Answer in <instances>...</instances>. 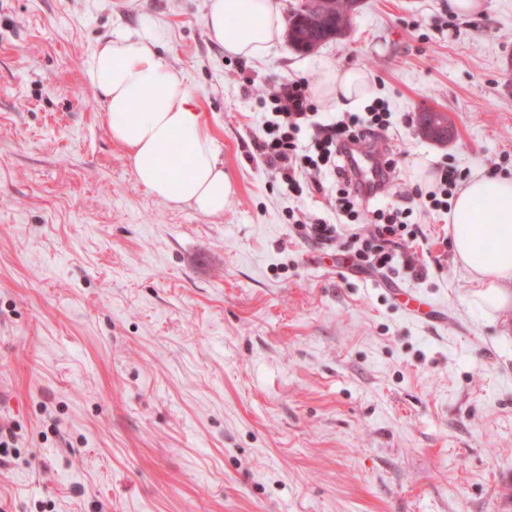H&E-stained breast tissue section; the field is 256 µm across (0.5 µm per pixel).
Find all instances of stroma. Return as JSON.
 <instances>
[{
    "mask_svg": "<svg viewBox=\"0 0 512 512\" xmlns=\"http://www.w3.org/2000/svg\"><path fill=\"white\" fill-rule=\"evenodd\" d=\"M483 2L362 0L338 40L245 61L210 0H0V512H512V306L475 303L437 213L409 218L423 277L306 239L288 213L334 223L327 196L256 148V91L354 66L393 114L388 202L439 165L511 177L512 0ZM120 33L191 87L223 214L155 198L112 139L87 69Z\"/></svg>",
    "mask_w": 512,
    "mask_h": 512,
    "instance_id": "stroma-1",
    "label": "stroma"
}]
</instances>
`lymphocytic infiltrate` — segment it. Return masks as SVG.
I'll use <instances>...</instances> for the list:
<instances>
[{
	"instance_id": "obj_1",
	"label": "lymphocytic infiltrate",
	"mask_w": 512,
	"mask_h": 512,
	"mask_svg": "<svg viewBox=\"0 0 512 512\" xmlns=\"http://www.w3.org/2000/svg\"><path fill=\"white\" fill-rule=\"evenodd\" d=\"M308 87L302 79L267 91L266 110L257 117L263 134L257 144L260 157L275 179L291 187L306 176L319 190L323 177L336 176V216L364 223L360 231L350 234L349 246L370 269L386 271L399 249L417 236L408 224L412 210L374 203L395 169L393 158H385L377 181L366 183L356 173L352 156L355 146L377 147L392 125V114L379 100L363 112L323 118L315 110Z\"/></svg>"
}]
</instances>
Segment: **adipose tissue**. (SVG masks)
Masks as SVG:
<instances>
[{"label":"adipose tissue","instance_id":"adipose-tissue-1","mask_svg":"<svg viewBox=\"0 0 512 512\" xmlns=\"http://www.w3.org/2000/svg\"><path fill=\"white\" fill-rule=\"evenodd\" d=\"M205 25L227 55L264 56L282 37L284 16L274 0H211ZM87 78L100 92L112 138L129 151L137 181L155 198L205 215L223 214L232 184L183 75L153 40L121 36L98 46ZM373 93L359 68H328L316 85L321 101L343 111ZM180 138L179 160L167 147ZM484 211H476V202ZM449 233L456 261L465 270L478 306L499 309L502 288L512 283V177L475 171L451 199Z\"/></svg>","mask_w":512,"mask_h":512}]
</instances>
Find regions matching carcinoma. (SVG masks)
<instances>
[{
    "label": "carcinoma",
    "mask_w": 512,
    "mask_h": 512,
    "mask_svg": "<svg viewBox=\"0 0 512 512\" xmlns=\"http://www.w3.org/2000/svg\"><path fill=\"white\" fill-rule=\"evenodd\" d=\"M328 3L330 8L326 13L302 8L290 16L288 28L298 29L300 34V38L292 43L295 49L311 53L324 43L346 34L352 18L348 0H328Z\"/></svg>",
    "instance_id": "carcinoma-1"
}]
</instances>
